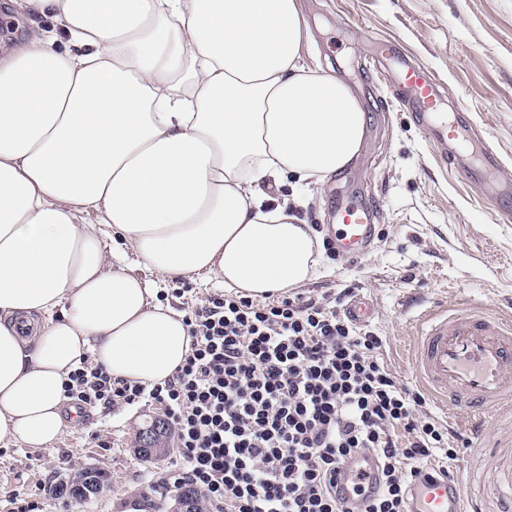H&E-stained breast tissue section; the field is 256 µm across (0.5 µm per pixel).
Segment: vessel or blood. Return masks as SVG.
I'll list each match as a JSON object with an SVG mask.
<instances>
[{
  "label": "vessel or blood",
  "mask_w": 512,
  "mask_h": 512,
  "mask_svg": "<svg viewBox=\"0 0 512 512\" xmlns=\"http://www.w3.org/2000/svg\"><path fill=\"white\" fill-rule=\"evenodd\" d=\"M374 57L401 69L393 95L414 111L422 129L442 143L460 173L512 201V178L504 175L488 140L473 135L463 113L449 111L437 82L402 58L393 45L380 43ZM377 212L359 201L339 199L329 215L330 243L337 255L358 261L375 237ZM412 366L430 401L444 412L469 419L468 430L481 436L489 422L512 412V319L488 309H455L432 304L415 322ZM362 475L368 492L378 493L381 472L368 454L349 459L344 477ZM408 512H467L461 480L430 481L417 476L409 487Z\"/></svg>",
  "instance_id": "vessel-or-blood-1"
}]
</instances>
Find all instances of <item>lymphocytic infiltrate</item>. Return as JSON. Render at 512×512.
Wrapping results in <instances>:
<instances>
[{"mask_svg": "<svg viewBox=\"0 0 512 512\" xmlns=\"http://www.w3.org/2000/svg\"><path fill=\"white\" fill-rule=\"evenodd\" d=\"M348 288L257 302L233 294L186 316L192 348L151 388L87 364L65 395L83 409L157 403L191 485L216 512H406L417 475L452 479L458 456L418 389L380 357L383 339L346 314ZM359 452L382 464V490L341 496L336 472Z\"/></svg>", "mask_w": 512, "mask_h": 512, "instance_id": "1", "label": "lymphocytic infiltrate"}]
</instances>
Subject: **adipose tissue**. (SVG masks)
Returning <instances> with one entry per match:
<instances>
[{
	"label": "adipose tissue",
	"instance_id": "adipose-tissue-1",
	"mask_svg": "<svg viewBox=\"0 0 512 512\" xmlns=\"http://www.w3.org/2000/svg\"><path fill=\"white\" fill-rule=\"evenodd\" d=\"M12 2L27 25L0 52V440L40 448L82 363L154 386L191 351L128 253L253 299L319 277L301 199L358 157L366 116L304 63L301 0Z\"/></svg>",
	"mask_w": 512,
	"mask_h": 512
}]
</instances>
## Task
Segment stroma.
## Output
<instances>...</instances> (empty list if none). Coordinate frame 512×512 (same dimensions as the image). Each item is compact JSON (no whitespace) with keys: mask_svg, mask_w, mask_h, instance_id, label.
<instances>
[{"mask_svg":"<svg viewBox=\"0 0 512 512\" xmlns=\"http://www.w3.org/2000/svg\"><path fill=\"white\" fill-rule=\"evenodd\" d=\"M304 13L315 34L306 63L353 88L368 133L350 166L356 181L332 179L311 189L304 213L317 239H326L335 195L361 190L378 210L379 236L357 262L322 249L320 277L300 292L318 297L350 287L371 297L381 358L414 387L410 349L423 308L469 302L512 315V215L481 184L464 179L407 108L393 102L400 73L377 70L370 44L395 41L427 68L471 124L489 133L512 175V0H304ZM128 264L151 279L158 301L184 313L224 293L205 275L151 276L133 253ZM164 418L157 404L95 409L47 447L0 441V512H10L5 493L17 488L40 497L45 512H169L176 494L162 480L180 464L175 447L149 462L137 453L146 422ZM459 439L464 446L454 470L476 512H512V419H502L489 442L466 432ZM85 468L105 473L107 488L80 503L60 495L63 477Z\"/></svg>","mask_w":512,"mask_h":512,"instance_id":"stroma-1","label":"stroma"}]
</instances>
